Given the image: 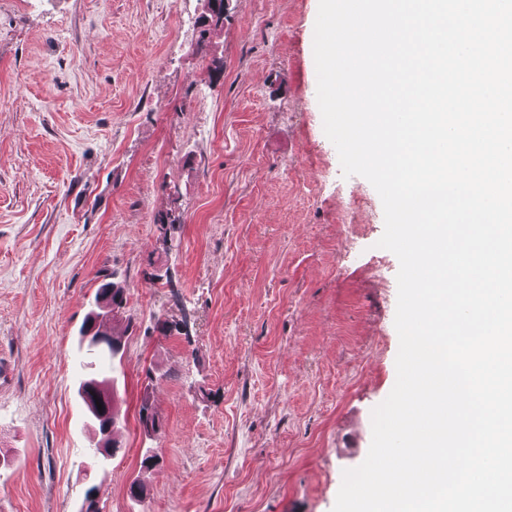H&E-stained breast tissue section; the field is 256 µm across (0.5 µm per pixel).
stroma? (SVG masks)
<instances>
[{
  "label": "stroma",
  "mask_w": 512,
  "mask_h": 512,
  "mask_svg": "<svg viewBox=\"0 0 512 512\" xmlns=\"http://www.w3.org/2000/svg\"><path fill=\"white\" fill-rule=\"evenodd\" d=\"M204 8L0 0V512H80L92 485L100 512H332L367 456L399 261L378 270L381 199L324 133L318 0H230L205 56ZM106 275L127 302L97 467L77 388Z\"/></svg>",
  "instance_id": "1"
}]
</instances>
